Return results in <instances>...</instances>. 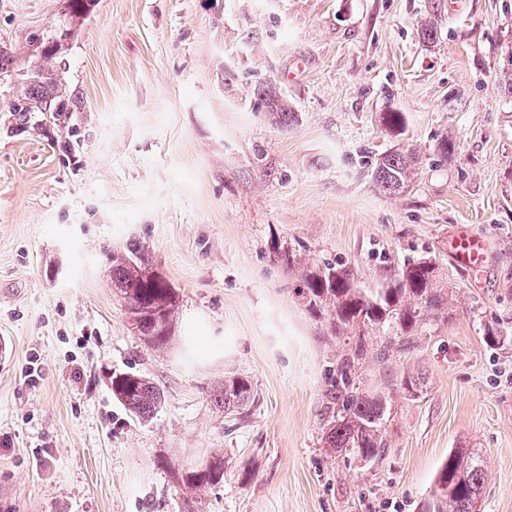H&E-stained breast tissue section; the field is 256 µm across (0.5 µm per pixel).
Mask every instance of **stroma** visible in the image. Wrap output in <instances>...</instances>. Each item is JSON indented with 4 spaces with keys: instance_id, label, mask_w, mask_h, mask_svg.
Segmentation results:
<instances>
[{
    "instance_id": "stroma-1",
    "label": "stroma",
    "mask_w": 512,
    "mask_h": 512,
    "mask_svg": "<svg viewBox=\"0 0 512 512\" xmlns=\"http://www.w3.org/2000/svg\"><path fill=\"white\" fill-rule=\"evenodd\" d=\"M64 8L0 0V512H187L184 472L215 458L203 512H418L453 448L482 460L480 512H512V0H96L47 136L7 106ZM269 85L293 125L270 121ZM398 148L419 165L389 195L372 172ZM461 236L483 241L480 270L451 258ZM134 238L179 298L163 347L105 265ZM288 251L368 289L430 258L453 291L454 317L387 359L383 331L365 336L351 379L387 399L379 464L323 446L349 346L299 298ZM189 336L223 337L218 357L192 359ZM127 371L161 390L150 422L112 395ZM233 374L253 394L231 412L209 393Z\"/></svg>"
}]
</instances>
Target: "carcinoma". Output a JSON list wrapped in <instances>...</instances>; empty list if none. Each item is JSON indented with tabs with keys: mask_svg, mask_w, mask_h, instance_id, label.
<instances>
[{
	"mask_svg": "<svg viewBox=\"0 0 512 512\" xmlns=\"http://www.w3.org/2000/svg\"><path fill=\"white\" fill-rule=\"evenodd\" d=\"M64 22L55 33L40 39L39 65L35 66L38 82L25 97L15 101L9 111L24 119L29 112L49 114L50 123L62 120L67 107L63 87L60 55L63 41L72 23L85 18L95 0H66ZM271 119L286 126L296 121L271 90L264 91ZM412 155L391 152L382 157L374 170L377 188L388 194L404 190L414 174ZM112 287L123 300L132 325L155 346L166 344L171 336L178 295L154 269L152 258L138 239L130 240L117 253L106 255ZM297 289L308 310L326 315L334 335L358 333L351 356L341 360V375H347L355 358L364 352V331L383 328L413 336L431 321L452 317L454 309L448 294L440 288L438 268L429 260L412 261L393 278L374 290L357 286L351 272L340 265L327 264L307 269L301 274ZM112 394L119 403L142 422L153 419L161 405V394L150 378L133 372L112 375ZM252 396L251 385L241 376L224 380L213 395L219 408L234 411ZM325 444L342 455L367 464L378 463L387 447L385 418L387 401L355 387L334 385L327 397ZM224 477V461L215 458L202 469L182 475L183 484L194 490L204 489ZM485 484L479 456L465 448L449 451L448 461L438 469L433 489L422 503L420 512H476Z\"/></svg>",
	"mask_w": 512,
	"mask_h": 512,
	"instance_id": "obj_1",
	"label": "carcinoma"
}]
</instances>
